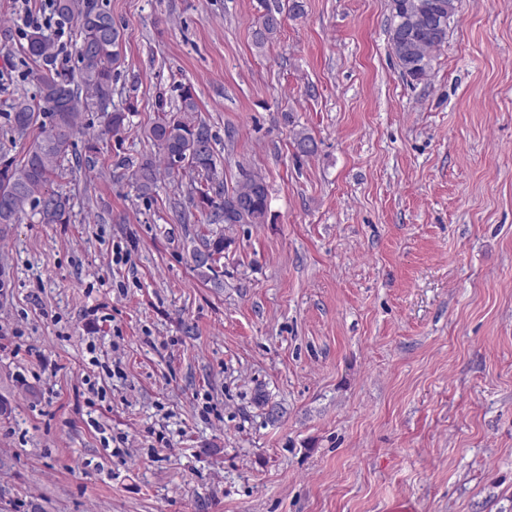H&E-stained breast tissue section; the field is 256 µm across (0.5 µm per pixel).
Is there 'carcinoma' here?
<instances>
[{"instance_id": "obj_1", "label": "carcinoma", "mask_w": 512, "mask_h": 512, "mask_svg": "<svg viewBox=\"0 0 512 512\" xmlns=\"http://www.w3.org/2000/svg\"><path fill=\"white\" fill-rule=\"evenodd\" d=\"M460 0H391L392 24L389 41L402 72L413 81L425 79L431 70L432 52L448 40V29L432 30L427 16L456 15ZM260 15L253 31L258 49L272 42L280 32L283 11L294 16L304 13L303 0H259ZM56 13L75 21L79 39L75 43L74 70L51 68L38 77L42 111L21 97L12 106V130L18 138L41 123L20 159L0 153V234H6L22 214L31 211L42 224H68L70 198L52 187L59 175L73 139L81 132L85 113H101L106 132L117 136L128 127L131 106L109 110L113 95L112 66L119 60L123 34L112 14L95 0H55ZM54 43L41 30L28 35L27 51L35 58H50ZM196 98L189 88L181 90L180 105L174 112L160 110L144 137L157 154L146 153L128 175L138 194L149 197L160 173L178 186H187V199L210 224H264L269 213V189L265 178L240 168V180L227 189L218 178L216 134L196 117ZM297 153L310 156L317 145L312 136L298 131L293 137ZM189 182L183 183V176ZM224 255V234L203 239L192 251L194 270L210 278Z\"/></svg>"}]
</instances>
